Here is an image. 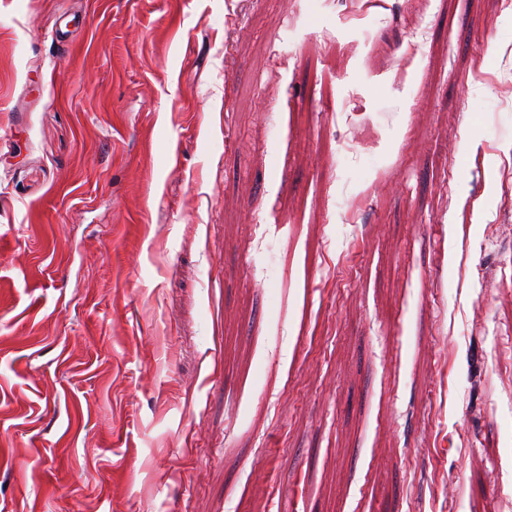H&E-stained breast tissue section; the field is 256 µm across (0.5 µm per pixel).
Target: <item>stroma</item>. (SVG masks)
<instances>
[{
  "mask_svg": "<svg viewBox=\"0 0 512 512\" xmlns=\"http://www.w3.org/2000/svg\"><path fill=\"white\" fill-rule=\"evenodd\" d=\"M0 512H512V0H0Z\"/></svg>",
  "mask_w": 512,
  "mask_h": 512,
  "instance_id": "35a3bbf8",
  "label": "stroma"
}]
</instances>
